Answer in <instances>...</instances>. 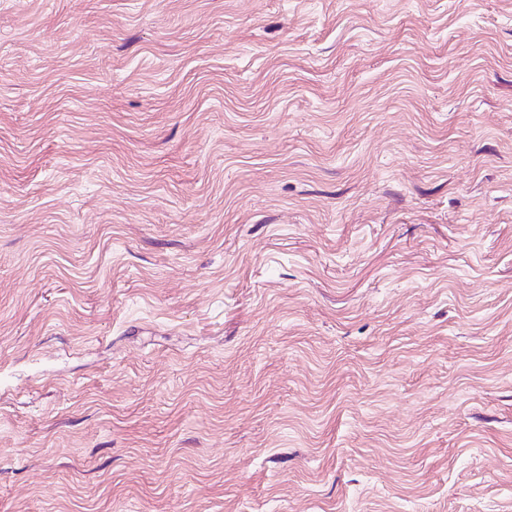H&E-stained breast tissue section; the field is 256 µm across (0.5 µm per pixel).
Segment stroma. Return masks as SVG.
I'll list each match as a JSON object with an SVG mask.
<instances>
[{
  "label": "stroma",
  "instance_id": "obj_1",
  "mask_svg": "<svg viewBox=\"0 0 512 512\" xmlns=\"http://www.w3.org/2000/svg\"><path fill=\"white\" fill-rule=\"evenodd\" d=\"M0 512H512V0H0Z\"/></svg>",
  "mask_w": 512,
  "mask_h": 512
}]
</instances>
